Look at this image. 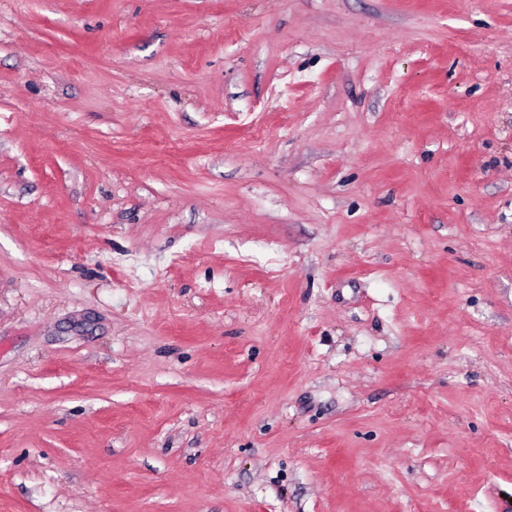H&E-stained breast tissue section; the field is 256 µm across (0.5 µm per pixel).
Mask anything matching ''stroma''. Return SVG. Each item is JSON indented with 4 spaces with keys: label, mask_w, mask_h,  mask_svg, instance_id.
Here are the masks:
<instances>
[{
    "label": "stroma",
    "mask_w": 512,
    "mask_h": 512,
    "mask_svg": "<svg viewBox=\"0 0 512 512\" xmlns=\"http://www.w3.org/2000/svg\"><path fill=\"white\" fill-rule=\"evenodd\" d=\"M0 512H512V0H0Z\"/></svg>",
    "instance_id": "1"
}]
</instances>
